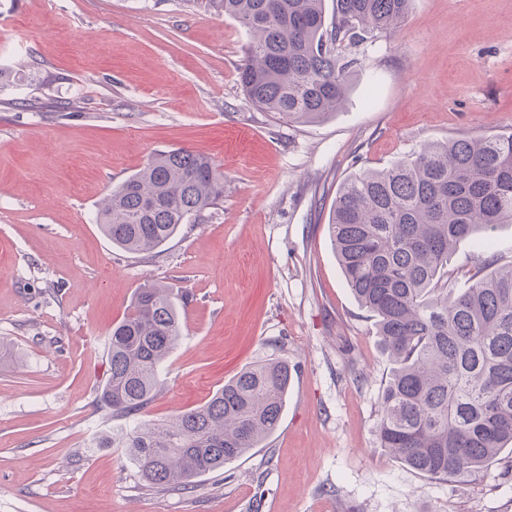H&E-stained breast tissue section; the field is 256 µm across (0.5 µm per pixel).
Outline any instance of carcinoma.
<instances>
[{"label": "carcinoma", "instance_id": "obj_1", "mask_svg": "<svg viewBox=\"0 0 512 512\" xmlns=\"http://www.w3.org/2000/svg\"><path fill=\"white\" fill-rule=\"evenodd\" d=\"M237 21L251 40L238 69L248 101L263 112L312 123L345 102L354 60L340 55L398 31L412 0H192ZM224 173L179 148L106 195L96 223L112 245L149 255L220 206ZM512 224V134L461 135L425 144L406 160L352 174L328 224L336 259L394 367L379 396L380 446L420 475L477 478L512 445V264L490 253L473 284L448 290V256L467 239L491 243ZM182 337L170 289L136 291L108 337V373L98 402L112 417L142 413L160 391V368ZM288 363L269 360L224 382L201 406L163 423L112 432L149 488L184 487L237 461L278 428Z\"/></svg>", "mask_w": 512, "mask_h": 512}]
</instances>
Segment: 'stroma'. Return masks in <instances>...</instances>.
I'll return each mask as SVG.
<instances>
[{
  "label": "stroma",
  "mask_w": 512,
  "mask_h": 512,
  "mask_svg": "<svg viewBox=\"0 0 512 512\" xmlns=\"http://www.w3.org/2000/svg\"><path fill=\"white\" fill-rule=\"evenodd\" d=\"M248 40L192 0H0V512H512L508 454L448 484L380 448L390 364L328 229L352 173L512 134V0H413L399 33L346 48L345 103L315 123L246 100ZM176 148L223 171L222 206L152 255L114 248L99 201ZM150 284L189 300L144 419L291 370L277 430L179 490L99 445L125 425L97 402L107 339Z\"/></svg>",
  "instance_id": "1"
}]
</instances>
